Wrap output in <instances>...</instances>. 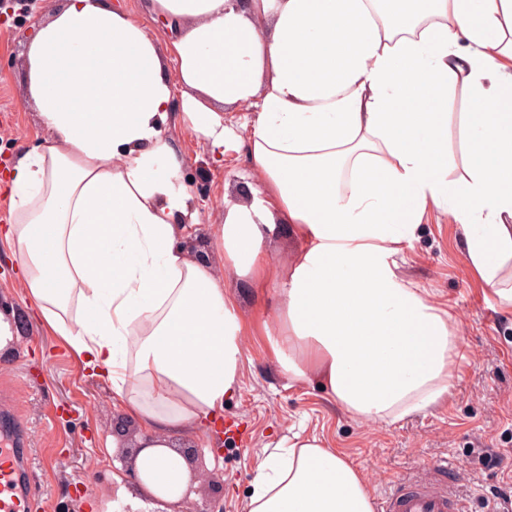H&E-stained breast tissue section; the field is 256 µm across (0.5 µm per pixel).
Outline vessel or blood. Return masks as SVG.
Listing matches in <instances>:
<instances>
[{
  "label": "vessel or blood",
  "mask_w": 512,
  "mask_h": 512,
  "mask_svg": "<svg viewBox=\"0 0 512 512\" xmlns=\"http://www.w3.org/2000/svg\"><path fill=\"white\" fill-rule=\"evenodd\" d=\"M28 448L0 450V512H31L39 493ZM375 512H464L454 483L448 480V463H433L428 474L397 481L375 498Z\"/></svg>",
  "instance_id": "obj_1"
}]
</instances>
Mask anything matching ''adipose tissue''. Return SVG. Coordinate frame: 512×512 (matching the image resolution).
I'll return each instance as SVG.
<instances>
[{
  "label": "adipose tissue",
  "instance_id": "obj_1",
  "mask_svg": "<svg viewBox=\"0 0 512 512\" xmlns=\"http://www.w3.org/2000/svg\"><path fill=\"white\" fill-rule=\"evenodd\" d=\"M158 41L118 0H59L34 25L28 96L46 130L8 175L5 239L28 296L136 418L143 497L181 500L194 435L237 387L244 326L224 279L180 239L197 223L164 134L183 112L215 157L242 113L259 176L225 203L228 267L265 287L266 241L298 249L280 278L284 372L349 414L394 422L448 390L447 316L395 272L427 210L450 213L474 273L512 302V0H149ZM467 89L464 174L448 166V88ZM248 512H372L360 472L313 441L279 443Z\"/></svg>",
  "mask_w": 512,
  "mask_h": 512
}]
</instances>
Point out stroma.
Segmentation results:
<instances>
[{"instance_id": "1", "label": "stroma", "mask_w": 512, "mask_h": 512, "mask_svg": "<svg viewBox=\"0 0 512 512\" xmlns=\"http://www.w3.org/2000/svg\"><path fill=\"white\" fill-rule=\"evenodd\" d=\"M52 7L51 0H13L0 18V174L43 135L28 101L23 59L35 16ZM470 109L462 87H449L448 156L457 176L463 172L460 118ZM165 134L184 159L182 175L190 179L200 211L181 245L223 274L245 327L235 394L204 431L175 442L188 455L193 491L172 512H246L258 465L277 442L296 434L343 453L373 495L444 460L469 512H494L503 496H512V304L476 277L453 216L427 211L411 243L395 257L399 278L451 315L460 341L448 391L435 406L393 423L358 418L316 382L288 377L271 350L284 331L273 291H258L225 272L224 253L214 240L224 221L221 203L244 200L258 181L245 151L231 149L215 160L180 112ZM0 315L15 336L0 351V397L10 398L30 425L46 512H105L115 483L106 449L131 445L138 423L123 410L111 383L83 368L40 318L14 251L1 238Z\"/></svg>"}]
</instances>
